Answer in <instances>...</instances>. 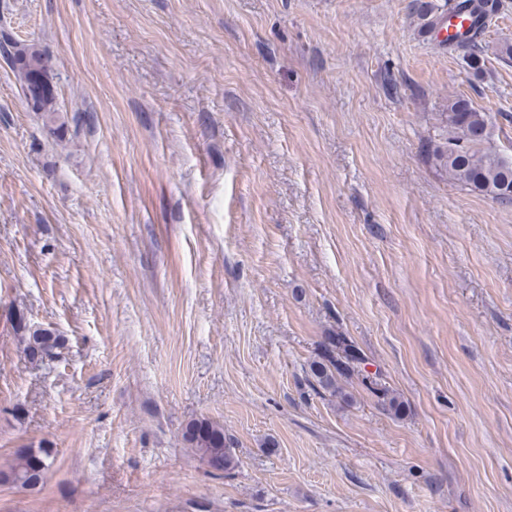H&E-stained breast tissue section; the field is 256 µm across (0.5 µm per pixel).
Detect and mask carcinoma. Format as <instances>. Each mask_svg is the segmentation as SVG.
<instances>
[{"label":"carcinoma","instance_id":"obj_1","mask_svg":"<svg viewBox=\"0 0 512 512\" xmlns=\"http://www.w3.org/2000/svg\"><path fill=\"white\" fill-rule=\"evenodd\" d=\"M448 17L459 19L463 32L448 36V48L466 52L470 66L478 70L484 63V35L500 11V0H446ZM14 69L19 74L27 100L38 102L50 123V131L59 137L66 121L54 112L56 94L46 59L34 46L19 48L13 55ZM448 138L445 145L433 151L436 167L448 173L459 184L501 204L512 203V161L483 147L489 137L487 113L478 111L472 101L461 95L448 104L446 115ZM28 356L35 362H52L64 349V340L56 332L41 325L24 328ZM367 359L354 341L341 333L323 337L308 372L316 386L344 404L353 402V394L345 382L357 377L363 388L376 399L384 411L401 417L405 401L387 383L380 371H366ZM186 444L199 456L213 475L227 477L238 466L230 438L224 427L206 418L190 422L183 433ZM38 457L44 469L52 465V455L45 448H32L16 454L7 469L0 471V481L35 487L43 474L30 471L31 458Z\"/></svg>","mask_w":512,"mask_h":512}]
</instances>
